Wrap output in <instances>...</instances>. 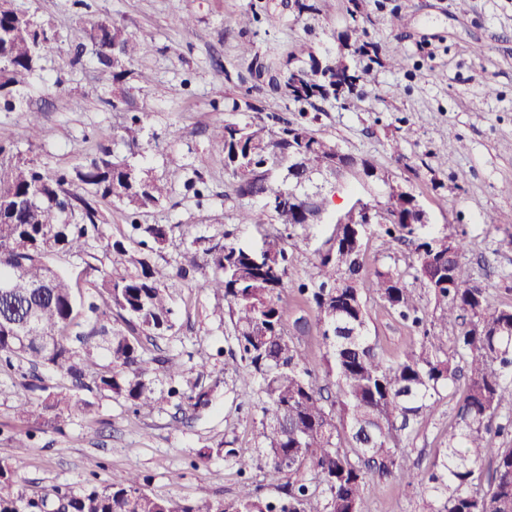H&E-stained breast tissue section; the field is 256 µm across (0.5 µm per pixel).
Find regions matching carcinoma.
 Returning a JSON list of instances; mask_svg holds the SVG:
<instances>
[{
	"instance_id": "carcinoma-1",
	"label": "carcinoma",
	"mask_w": 512,
	"mask_h": 512,
	"mask_svg": "<svg viewBox=\"0 0 512 512\" xmlns=\"http://www.w3.org/2000/svg\"><path fill=\"white\" fill-rule=\"evenodd\" d=\"M43 23L14 8L0 9V102L9 106L38 62ZM95 49L101 79L123 84L125 64L146 52L145 42L101 20L85 30ZM362 76L345 65L289 71L283 94L310 105L317 100H353ZM147 114L136 112L120 139L135 154ZM42 113L10 142L0 141V280L15 288L0 292V378L24 368L33 374L21 386L40 392L25 399L27 411L54 429L90 412L85 395L128 402L135 410L153 406L158 374L185 375L173 356L147 354L142 337L167 335L175 328L166 281L200 279L201 287L224 297L230 336L245 391L263 395L259 428L251 449L228 448L239 475L258 467L278 475L276 495L266 497L246 481L235 497L182 502L145 491L134 468L104 488L67 489L52 495L28 491L9 458L0 459V512H370L374 479L421 486L429 512H512V446L493 439L512 436V306L496 305L489 288L463 261L455 235L420 233L408 212H377L376 235L390 252L405 240L413 246V278L433 296L434 314L408 287L404 272L382 265L366 273L364 252L351 244L352 227L337 224L318 252L315 272L298 285L299 296L315 311L325 345L326 377L334 392L318 387L308 355L288 330L282 292L292 254L288 236L266 234L256 250L224 241L200 263L189 251L175 272L152 263L148 251L169 240L174 226L132 224L140 239L112 240L100 204L118 201L131 216L168 200L179 169L169 178H146L138 165L110 149L71 172L53 171L14 154L19 143L33 145ZM214 144L235 178L233 193L260 200L235 214L239 224H310L306 199L289 194L292 172L310 174L339 150L331 139L276 115L269 121L224 123L210 130ZM124 269L112 266V256ZM67 257L92 278L94 294L76 288L74 277L55 258ZM395 314L419 340L396 357L387 356L370 335L369 303ZM438 319L453 329L448 338L428 327ZM58 372L54 386L35 373ZM466 382L448 448L436 456L428 476L401 470L404 439L430 416L442 391ZM170 395L196 406L207 392L196 380L173 386ZM492 457L488 480L482 464Z\"/></svg>"
}]
</instances>
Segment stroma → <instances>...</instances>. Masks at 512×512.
<instances>
[{
  "label": "stroma",
  "mask_w": 512,
  "mask_h": 512,
  "mask_svg": "<svg viewBox=\"0 0 512 512\" xmlns=\"http://www.w3.org/2000/svg\"><path fill=\"white\" fill-rule=\"evenodd\" d=\"M312 2L315 11L301 13L295 0H181L176 8L171 0H10L44 22L51 41L13 109L0 108V141L13 139L30 112L39 111L41 135L22 153L49 167L73 169L104 147L133 156L155 177L182 165L170 199L140 216L144 224L174 225L172 237L151 254L172 267L187 245L202 256L228 233L247 245L260 241V228L234 219L233 177L209 133L217 123L243 124L275 112L311 126L412 191L434 233L463 239L464 260L493 301L512 303V0H368L363 18L350 15L349 0ZM245 11L254 21L244 29L238 17ZM184 15L191 27L182 25ZM393 15L400 18L395 28L388 23ZM104 18L150 43L149 53L132 63L120 99L100 81L84 46L85 28ZM355 26L377 46L380 62L346 48L345 35ZM245 44L275 65L281 79L315 60L364 72L356 105L289 100L255 77L240 53ZM477 45L484 49L479 58L472 53ZM394 52L403 58L397 69L382 63ZM140 71L150 83L138 81ZM246 100L252 109H243ZM140 108L149 121L132 154L118 134L128 113ZM196 176L207 186L200 196L184 186ZM492 215L500 224L489 223ZM332 231L315 224L294 230L288 241L294 261L283 293L287 321L313 318L295 286L313 273ZM169 291L175 328L159 345L186 367L207 361L210 405H179L163 378L151 411L137 414L124 401L93 394L88 416L56 431L28 416L20 397L0 391V458L13 460L27 488L104 487L134 467L147 475L146 491L159 497H234L241 478L224 451L252 447L259 396L237 382L223 297L181 280L170 282ZM370 328L391 356L413 340L409 328L377 305ZM462 392V385L450 387L433 416L421 419L405 442L404 467L426 471L446 448ZM29 430L35 433L29 448L16 451L15 438ZM369 502L372 512H427L419 488L393 480L371 484Z\"/></svg>",
  "instance_id": "obj_1"
}]
</instances>
